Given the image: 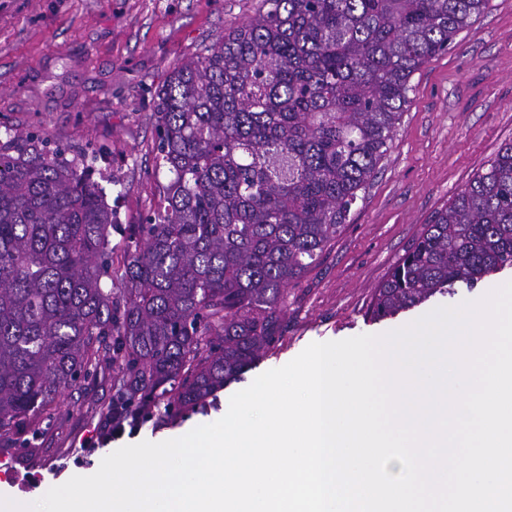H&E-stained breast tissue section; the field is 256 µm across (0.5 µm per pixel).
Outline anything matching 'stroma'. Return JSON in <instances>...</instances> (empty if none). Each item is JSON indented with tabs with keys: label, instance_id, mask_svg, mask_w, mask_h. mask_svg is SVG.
Returning a JSON list of instances; mask_svg holds the SVG:
<instances>
[{
	"label": "stroma",
	"instance_id": "obj_1",
	"mask_svg": "<svg viewBox=\"0 0 512 512\" xmlns=\"http://www.w3.org/2000/svg\"><path fill=\"white\" fill-rule=\"evenodd\" d=\"M261 0H0V129L36 132L63 147L100 149L107 201L121 224H139L166 173L152 151L155 93L172 69L252 17ZM391 147L350 222L284 293L282 337L205 410L150 414L114 432L112 379L101 372L66 389L45 438L0 440V490L35 502L116 449L162 442L222 418L233 394L314 342L400 329L441 306L482 298L512 281V267L383 319L375 288L434 213L501 144L512 141V0H488L453 48L424 64Z\"/></svg>",
	"mask_w": 512,
	"mask_h": 512
}]
</instances>
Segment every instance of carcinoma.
<instances>
[{
    "label": "carcinoma",
    "mask_w": 512,
    "mask_h": 512,
    "mask_svg": "<svg viewBox=\"0 0 512 512\" xmlns=\"http://www.w3.org/2000/svg\"><path fill=\"white\" fill-rule=\"evenodd\" d=\"M488 0H261L156 94L168 182L125 229L95 151L0 140V437L25 448L65 388L112 364L111 416L206 405L280 340L284 290L370 186L413 74ZM512 266V143L375 289L392 316Z\"/></svg>",
    "instance_id": "obj_1"
}]
</instances>
